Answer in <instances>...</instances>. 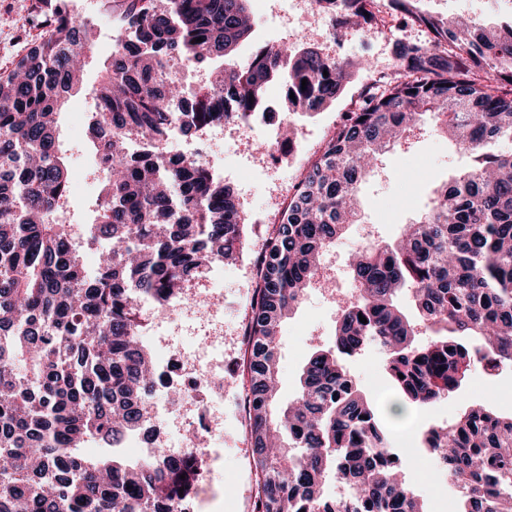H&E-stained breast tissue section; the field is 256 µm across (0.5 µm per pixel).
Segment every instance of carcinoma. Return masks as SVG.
Returning a JSON list of instances; mask_svg holds the SVG:
<instances>
[{
    "label": "carcinoma",
    "instance_id": "1",
    "mask_svg": "<svg viewBox=\"0 0 512 512\" xmlns=\"http://www.w3.org/2000/svg\"><path fill=\"white\" fill-rule=\"evenodd\" d=\"M341 27L377 21L373 0H336ZM428 37L396 41L399 74L342 114L269 229L249 317L247 393L258 478L255 512H425L349 362L381 352L408 405L457 392L475 363L512 365V153L482 152L512 135V27L423 13L391 0ZM117 41L93 87L91 172L98 194L81 259L61 113L84 82L92 22L64 0H36L43 34L0 73V512H175L203 472L196 455L118 449L144 431L153 354L140 302L180 298L211 262H233L244 218L232 189L176 133L203 132L265 107L274 81L284 112H315L363 61L288 44L219 65L188 99L173 62L223 61L249 40V0H101ZM202 42H196V38ZM328 76H323V72ZM307 85H302V80ZM431 114L475 164L435 191L399 243L373 238L349 262L356 293L337 299L333 345L315 351L295 398L274 412L281 324L320 277L323 256L359 213L358 185ZM409 290L410 321L396 304ZM365 317L367 323L359 321ZM431 330L416 340L417 326ZM403 377H398V374ZM112 455L84 457L89 441ZM424 447L464 490L458 512H512V414L476 404L431 426ZM336 484L340 498L327 496Z\"/></svg>",
    "mask_w": 512,
    "mask_h": 512
}]
</instances>
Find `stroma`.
<instances>
[{"label": "stroma", "mask_w": 512, "mask_h": 512, "mask_svg": "<svg viewBox=\"0 0 512 512\" xmlns=\"http://www.w3.org/2000/svg\"><path fill=\"white\" fill-rule=\"evenodd\" d=\"M35 0H0V73L10 70L38 39L43 29L34 14ZM379 21L368 32L345 30L334 38L331 19L307 25L278 15L275 0H250L255 20L252 37L236 52V64L247 62L252 53L263 46V34L278 25L283 41L302 48L314 46L324 53L350 60L367 58L369 67L356 70L343 93L327 109L293 118L294 142L271 150L264 149L261 130L243 131L225 126V141L234 143L238 155L234 167L224 169L222 177L235 191L246 219V233L241 253L235 263L224 268V293L229 301L224 309V482L214 487L199 512H253L256 486L253 472L251 439L239 427L232 403L234 394L245 384L246 356L238 336V322L250 312L253 295L249 273L253 248L260 245L269 229L268 216L280 213L293 192V184L304 165L309 164L334 130L339 116L348 111L360 94L380 74L396 64L397 39L421 40V27L399 28L398 14L379 0ZM97 31L95 54L85 72V81L69 99L62 115L61 134L69 157L71 205L75 211H87L95 196L85 188L83 178L94 164L91 134L88 127L73 128L75 113L90 115L93 107L91 88L104 60L111 52L112 22L108 16L93 21ZM421 134L410 145L384 154L372 178L359 186L360 226L347 230L334 253L336 265L333 288L344 293L352 286L347 268L348 257L363 243L364 232L386 243H396L405 224L422 213L433 196V190L468 169L473 158L456 149L430 115L420 119ZM333 294L309 289L303 300L285 318L280 332V372L277 404L285 406L299 387L302 369L310 355L328 347L335 336L337 310ZM361 391L373 402L387 432L400 455L404 477L424 503L426 512H448L449 501L456 492L448 483L431 485L428 477L434 469L433 458L421 444L422 434L430 426L445 425L462 412L480 403L502 414L512 413V367L490 376L481 365H474L460 390L424 409L410 408L407 417L390 411L396 392L390 382L382 356L374 351L355 358L351 363Z\"/></svg>", "instance_id": "stroma-1"}]
</instances>
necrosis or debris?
I'll return each mask as SVG.
<instances>
[{
    "label": "necrosis or debris",
    "mask_w": 512,
    "mask_h": 512,
    "mask_svg": "<svg viewBox=\"0 0 512 512\" xmlns=\"http://www.w3.org/2000/svg\"><path fill=\"white\" fill-rule=\"evenodd\" d=\"M204 293L209 302L203 306L191 305L184 298L162 311L146 304L147 315L139 331L153 346L156 366L155 391L145 417L156 424L160 447L176 456L193 451L208 462V481L194 491L198 498L222 480V470L214 462L221 458L224 443L223 277L210 276ZM200 322L213 327L202 340L193 334L194 325ZM172 390L182 392L181 402L169 400Z\"/></svg>",
    "instance_id": "1"
}]
</instances>
